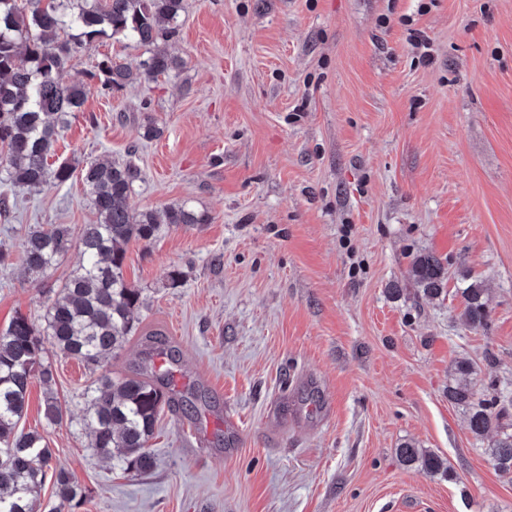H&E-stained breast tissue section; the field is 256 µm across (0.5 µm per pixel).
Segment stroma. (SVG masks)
<instances>
[{
    "label": "stroma",
    "mask_w": 512,
    "mask_h": 512,
    "mask_svg": "<svg viewBox=\"0 0 512 512\" xmlns=\"http://www.w3.org/2000/svg\"><path fill=\"white\" fill-rule=\"evenodd\" d=\"M171 51L158 80L90 83L52 161L132 163L133 211L208 215L129 244L144 305L105 364L163 366L178 403L148 443L154 469L128 475L79 424L96 371L47 352L66 415L47 422L36 380L20 426L87 496L48 482L39 512H512V473L448 400L470 363L478 392L508 395L512 428V0H187ZM107 56L135 68L144 50L103 38L69 72ZM1 197L0 329L39 324L77 255L30 275L25 234L95 214L76 177ZM419 254L447 271L439 297L408 274ZM467 274L487 328L464 323ZM407 442L443 470L403 463Z\"/></svg>",
    "instance_id": "1"
}]
</instances>
